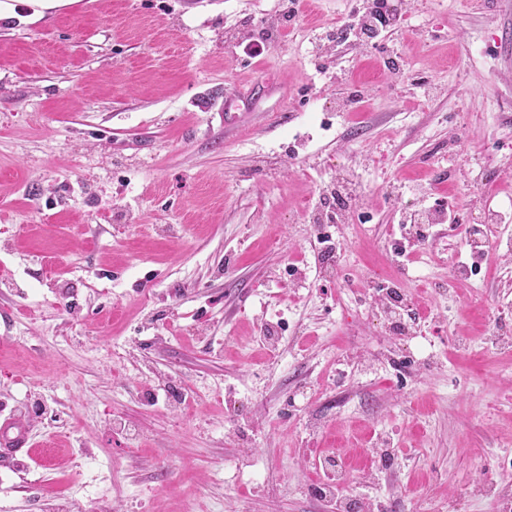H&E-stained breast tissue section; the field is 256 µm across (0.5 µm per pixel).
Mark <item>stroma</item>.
I'll return each mask as SVG.
<instances>
[{"instance_id": "35a3bbf8", "label": "stroma", "mask_w": 512, "mask_h": 512, "mask_svg": "<svg viewBox=\"0 0 512 512\" xmlns=\"http://www.w3.org/2000/svg\"><path fill=\"white\" fill-rule=\"evenodd\" d=\"M372 8L0 21V410L33 443L0 463V512H328V456L382 512L512 491V226L452 275L512 207V0H401L373 38ZM340 172L356 194L320 244ZM438 200L457 223L408 244ZM393 281L403 334L377 314Z\"/></svg>"}]
</instances>
